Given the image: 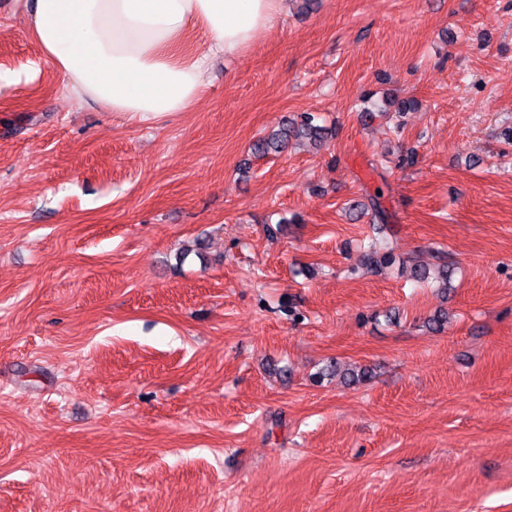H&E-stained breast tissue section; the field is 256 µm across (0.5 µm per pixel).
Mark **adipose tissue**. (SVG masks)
<instances>
[{
	"label": "adipose tissue",
	"mask_w": 512,
	"mask_h": 512,
	"mask_svg": "<svg viewBox=\"0 0 512 512\" xmlns=\"http://www.w3.org/2000/svg\"><path fill=\"white\" fill-rule=\"evenodd\" d=\"M284 10V0H33L28 32L69 96L139 122L188 111L209 55L240 54Z\"/></svg>",
	"instance_id": "adipose-tissue-1"
}]
</instances>
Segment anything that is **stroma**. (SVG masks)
<instances>
[{"instance_id":"1","label":"stroma","mask_w":512,"mask_h":512,"mask_svg":"<svg viewBox=\"0 0 512 512\" xmlns=\"http://www.w3.org/2000/svg\"><path fill=\"white\" fill-rule=\"evenodd\" d=\"M30 4L0 0V512H512V0H289L139 124L67 96ZM299 112L322 148L251 155Z\"/></svg>"}]
</instances>
